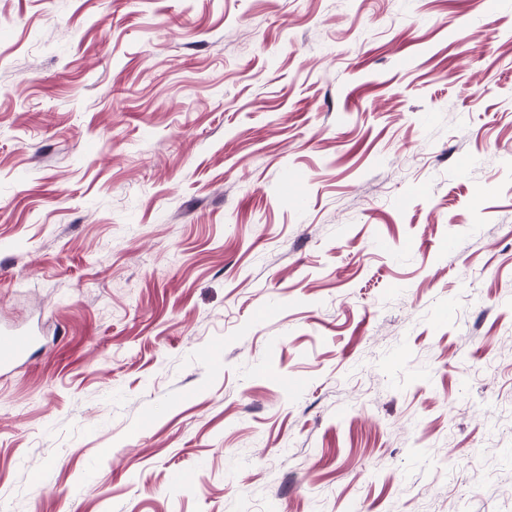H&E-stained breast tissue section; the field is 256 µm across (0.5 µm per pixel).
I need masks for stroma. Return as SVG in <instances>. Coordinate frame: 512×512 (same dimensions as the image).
<instances>
[{"label": "stroma", "mask_w": 512, "mask_h": 512, "mask_svg": "<svg viewBox=\"0 0 512 512\" xmlns=\"http://www.w3.org/2000/svg\"><path fill=\"white\" fill-rule=\"evenodd\" d=\"M0 329V512H512V0H0ZM33 337L12 332H0V369L8 370L20 363L26 356Z\"/></svg>", "instance_id": "1"}]
</instances>
